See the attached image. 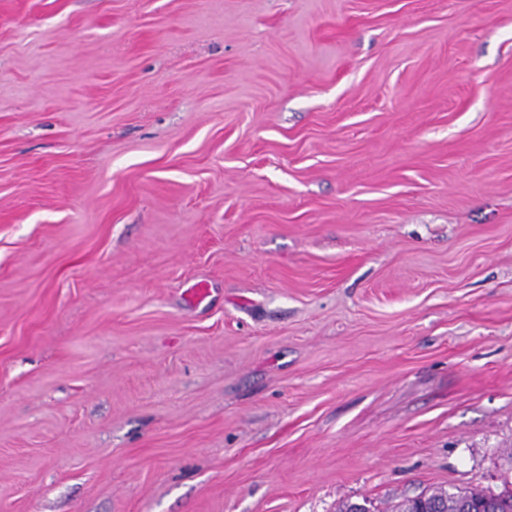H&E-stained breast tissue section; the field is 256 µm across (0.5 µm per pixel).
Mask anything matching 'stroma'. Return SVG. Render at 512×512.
Here are the masks:
<instances>
[{
	"instance_id": "1",
	"label": "stroma",
	"mask_w": 512,
	"mask_h": 512,
	"mask_svg": "<svg viewBox=\"0 0 512 512\" xmlns=\"http://www.w3.org/2000/svg\"><path fill=\"white\" fill-rule=\"evenodd\" d=\"M506 480L512 0H0V512Z\"/></svg>"
}]
</instances>
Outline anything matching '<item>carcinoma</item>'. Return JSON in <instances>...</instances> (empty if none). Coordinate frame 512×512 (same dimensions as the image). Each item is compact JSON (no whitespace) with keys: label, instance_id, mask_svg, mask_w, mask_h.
<instances>
[{"label":"carcinoma","instance_id":"carcinoma-1","mask_svg":"<svg viewBox=\"0 0 512 512\" xmlns=\"http://www.w3.org/2000/svg\"><path fill=\"white\" fill-rule=\"evenodd\" d=\"M512 512V484L492 490L458 489L454 492L437 488L407 498L393 506V512Z\"/></svg>","mask_w":512,"mask_h":512}]
</instances>
